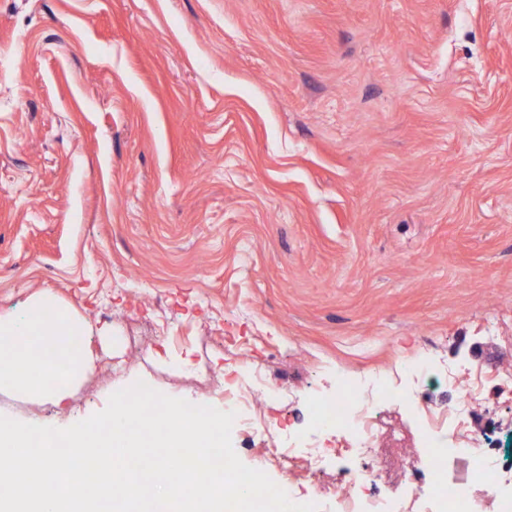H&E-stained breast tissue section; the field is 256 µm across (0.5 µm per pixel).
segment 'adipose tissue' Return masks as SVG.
<instances>
[{
    "label": "adipose tissue",
    "instance_id": "obj_1",
    "mask_svg": "<svg viewBox=\"0 0 512 512\" xmlns=\"http://www.w3.org/2000/svg\"><path fill=\"white\" fill-rule=\"evenodd\" d=\"M85 334L84 320L48 292L24 315L0 314V391L62 403L93 365L77 343Z\"/></svg>",
    "mask_w": 512,
    "mask_h": 512
}]
</instances>
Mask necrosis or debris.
Segmentation results:
<instances>
[{"label":"necrosis or debris","mask_w":512,"mask_h":512,"mask_svg":"<svg viewBox=\"0 0 512 512\" xmlns=\"http://www.w3.org/2000/svg\"><path fill=\"white\" fill-rule=\"evenodd\" d=\"M355 383L347 376H340L337 382L338 396L321 400V410L316 419L320 435L314 438L310 448L302 452L296 448L298 435L295 431L282 423L257 416L253 409L255 382H246L238 375L230 374L217 379L214 387L224 399L225 410L236 414L233 424L236 433L275 434V446L266 449L263 457L271 465L283 469L301 456L312 470H320L334 446L350 449L358 459L369 456L381 427L375 405L379 399L392 400L418 422L433 467H441L448 455L459 452L460 443L468 432L474 392L460 395L441 418L435 419L427 416L414 389L392 386L379 377L368 376L359 383L367 387L375 399L365 402L354 396ZM378 476V470L372 468L353 473L343 491L332 498L334 512H409L411 500L415 497L420 500L422 512H475V502L467 488L448 483L447 480H440L433 489L419 495L407 489L381 496L374 491ZM471 480L497 497L503 512H512V488L503 484L500 468L494 458L472 456Z\"/></svg>","instance_id":"necrosis-or-debris-1"}]
</instances>
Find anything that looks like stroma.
<instances>
[{
  "instance_id": "35a3bbf8",
  "label": "stroma",
  "mask_w": 512,
  "mask_h": 512,
  "mask_svg": "<svg viewBox=\"0 0 512 512\" xmlns=\"http://www.w3.org/2000/svg\"><path fill=\"white\" fill-rule=\"evenodd\" d=\"M45 291L95 365L60 406L0 392L23 423L243 360L297 429L337 373L399 384L419 351L435 411L512 373V0H0V314ZM379 414L376 492L433 485ZM469 429L512 481L496 387Z\"/></svg>"
}]
</instances>
